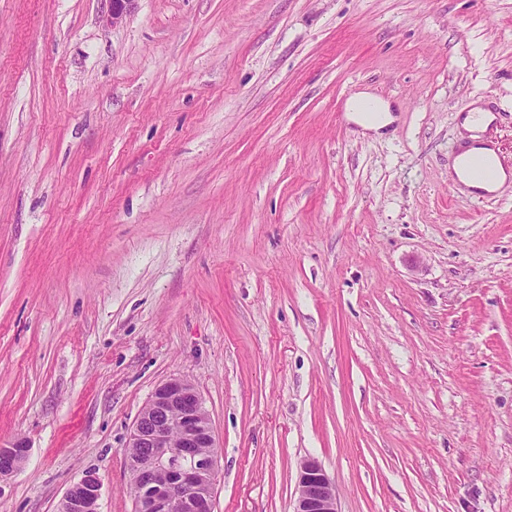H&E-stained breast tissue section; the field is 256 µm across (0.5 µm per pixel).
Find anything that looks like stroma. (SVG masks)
<instances>
[{
    "label": "stroma",
    "instance_id": "35a3bbf8",
    "mask_svg": "<svg viewBox=\"0 0 512 512\" xmlns=\"http://www.w3.org/2000/svg\"><path fill=\"white\" fill-rule=\"evenodd\" d=\"M0 0V512L126 446L190 381L214 512H512V184L453 179L482 102L512 158V0ZM367 91L382 134L350 119ZM493 120V116L484 112L481 108L477 107L465 114L461 120V127L465 131L464 139L472 140V145L477 140V135L474 134L479 130H485ZM27 448L18 444L0 446V483L20 469L27 456ZM293 512H339L334 486L315 459H306L300 466Z\"/></svg>",
    "mask_w": 512,
    "mask_h": 512
}]
</instances>
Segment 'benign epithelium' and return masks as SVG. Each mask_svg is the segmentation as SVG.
<instances>
[{
    "label": "benign epithelium",
    "instance_id": "obj_1",
    "mask_svg": "<svg viewBox=\"0 0 512 512\" xmlns=\"http://www.w3.org/2000/svg\"><path fill=\"white\" fill-rule=\"evenodd\" d=\"M107 21L123 20L133 0H109ZM128 457L135 475V512H213V485L217 455L214 436L199 393L193 384L173 378L156 388L136 419ZM27 449L0 446V482L20 469ZM166 474L169 480L159 481ZM101 481L93 472L71 485L59 512H99ZM293 512H338L336 493L329 477L315 459L300 466L298 496Z\"/></svg>",
    "mask_w": 512,
    "mask_h": 512
}]
</instances>
